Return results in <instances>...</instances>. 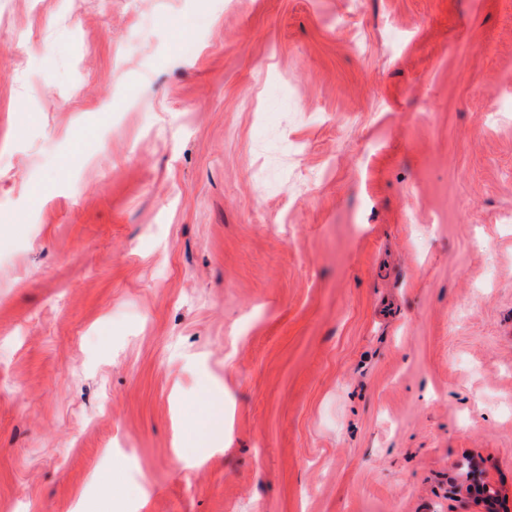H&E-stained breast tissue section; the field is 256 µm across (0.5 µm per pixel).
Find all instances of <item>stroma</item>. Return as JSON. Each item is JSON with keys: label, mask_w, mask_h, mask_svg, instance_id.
Segmentation results:
<instances>
[{"label": "stroma", "mask_w": 512, "mask_h": 512, "mask_svg": "<svg viewBox=\"0 0 512 512\" xmlns=\"http://www.w3.org/2000/svg\"><path fill=\"white\" fill-rule=\"evenodd\" d=\"M0 512H512V0H0ZM484 463L474 457H464L453 465L454 477H452L451 491L454 494H462L467 502L473 499V504L480 510L478 512H497L498 502L502 494L497 484L490 478L487 469L482 470L483 482L477 493L472 483L474 474Z\"/></svg>", "instance_id": "1"}]
</instances>
